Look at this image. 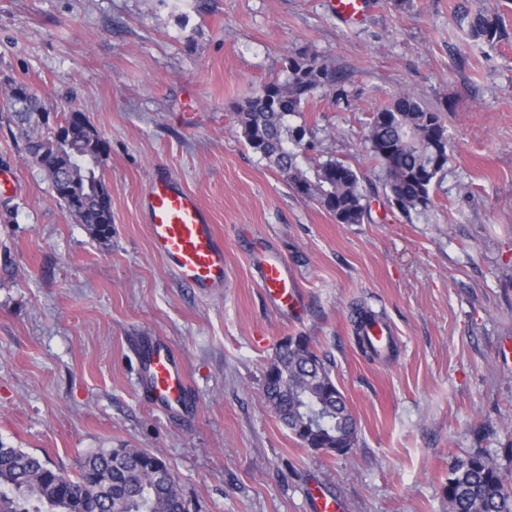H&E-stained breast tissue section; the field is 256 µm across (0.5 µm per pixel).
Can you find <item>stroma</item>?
Segmentation results:
<instances>
[{
	"instance_id": "obj_1",
	"label": "stroma",
	"mask_w": 512,
	"mask_h": 512,
	"mask_svg": "<svg viewBox=\"0 0 512 512\" xmlns=\"http://www.w3.org/2000/svg\"><path fill=\"white\" fill-rule=\"evenodd\" d=\"M498 13L494 44L469 35ZM314 56L341 77L292 118L313 132L299 166L337 159L372 190L370 217L338 223L249 149L236 108ZM21 82L86 114L105 141L112 200L102 241L56 201L0 118V442L62 473L101 448L157 453L189 512H450L448 464L479 452L512 486V0H374L357 26L328 0H0V90ZM402 91L444 111L450 149L434 205L406 217L364 143L370 114ZM162 169L224 240L226 285H182L150 247L140 198ZM289 264L300 313L275 311L249 253ZM395 331L362 352L352 309ZM308 337L357 425L342 454L304 448L267 405L282 341ZM181 357L191 410L168 414L138 384L147 339Z\"/></svg>"
}]
</instances>
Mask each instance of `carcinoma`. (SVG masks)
I'll list each match as a JSON object with an SVG mask.
<instances>
[{
	"mask_svg": "<svg viewBox=\"0 0 512 512\" xmlns=\"http://www.w3.org/2000/svg\"><path fill=\"white\" fill-rule=\"evenodd\" d=\"M473 38L493 43L502 37L498 14L481 11L470 22ZM284 79L264 83L237 107L240 136L256 154L288 175L292 188L331 213L341 224H360L369 208L361 176L343 161L318 165L314 178L298 166L299 151L312 147L307 130L287 125L288 117L310 108L318 90L336 83L333 71L304 53L283 63ZM74 111L60 113L54 125L20 130L32 161L44 168L37 145L56 147L71 156L83 185L103 183L97 173L105 143L89 134L92 127L73 121ZM366 143L384 174L388 199L403 214L420 216L433 204L431 192L448 162V135L441 110L409 92L395 95L372 112ZM97 235L112 226L111 198L94 200L73 213ZM265 376L266 401L307 448L334 453L357 437L355 420L323 359L305 336L288 337ZM169 468L156 453L139 448L99 450L80 461L75 475H65L68 490L59 492L53 468L41 457L0 442V512H75L100 507L104 512H188L176 479L158 477ZM452 512H512V487L481 453L457 458L448 470Z\"/></svg>",
	"mask_w": 512,
	"mask_h": 512,
	"instance_id": "carcinoma-1",
	"label": "carcinoma"
}]
</instances>
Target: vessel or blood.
<instances>
[{
  "label": "vessel or blood",
  "instance_id": "1",
  "mask_svg": "<svg viewBox=\"0 0 512 512\" xmlns=\"http://www.w3.org/2000/svg\"><path fill=\"white\" fill-rule=\"evenodd\" d=\"M347 25L358 24L371 0H331ZM148 218L153 252L184 285L208 294L223 287L224 243L197 197L169 174L156 173L141 202ZM262 288L278 308L299 309L301 292L285 259L259 250L251 257ZM139 386L164 412L188 408L182 363L159 336L144 345L139 357Z\"/></svg>",
  "mask_w": 512,
  "mask_h": 512
}]
</instances>
